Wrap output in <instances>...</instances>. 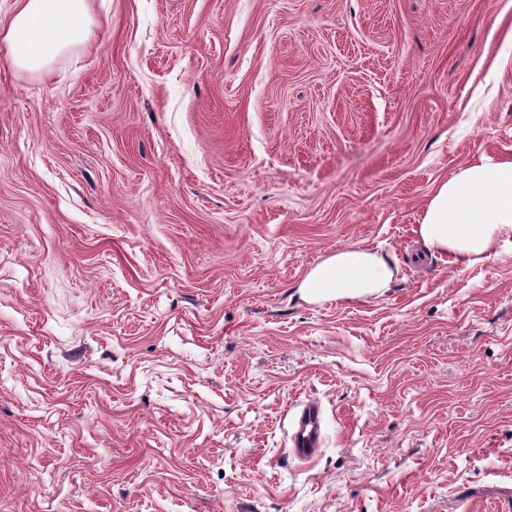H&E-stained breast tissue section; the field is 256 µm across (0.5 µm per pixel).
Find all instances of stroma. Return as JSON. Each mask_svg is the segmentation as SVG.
Masks as SVG:
<instances>
[{
    "label": "stroma",
    "mask_w": 512,
    "mask_h": 512,
    "mask_svg": "<svg viewBox=\"0 0 512 512\" xmlns=\"http://www.w3.org/2000/svg\"><path fill=\"white\" fill-rule=\"evenodd\" d=\"M92 9L49 75L0 46V512H512V244L414 232L512 158V0ZM351 244L392 288L302 298ZM323 410L313 399L296 404L287 432L288 453L299 461L313 459L323 443Z\"/></svg>",
    "instance_id": "stroma-1"
}]
</instances>
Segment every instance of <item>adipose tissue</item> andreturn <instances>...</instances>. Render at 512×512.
<instances>
[{
  "label": "adipose tissue",
  "mask_w": 512,
  "mask_h": 512,
  "mask_svg": "<svg viewBox=\"0 0 512 512\" xmlns=\"http://www.w3.org/2000/svg\"><path fill=\"white\" fill-rule=\"evenodd\" d=\"M91 0H13L0 17V42L16 70L47 74L92 34ZM428 251L468 267L512 242V159H480L436 184L417 226ZM394 270L369 248L341 247L315 265L299 288L307 296L357 299L384 295Z\"/></svg>",
  "instance_id": "obj_1"
}]
</instances>
